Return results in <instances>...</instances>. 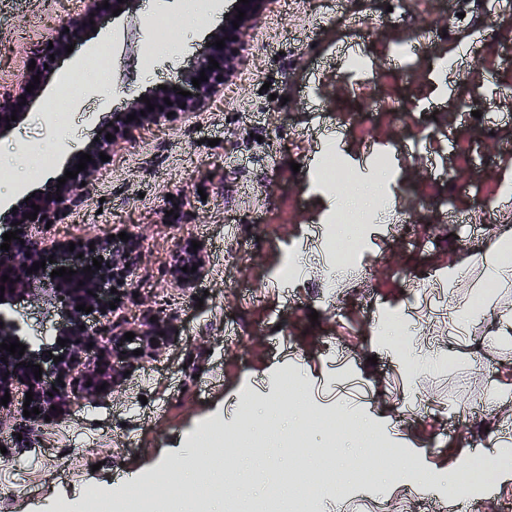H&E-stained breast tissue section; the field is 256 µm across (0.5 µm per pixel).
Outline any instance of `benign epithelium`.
<instances>
[{"label":"benign epithelium","mask_w":512,"mask_h":512,"mask_svg":"<svg viewBox=\"0 0 512 512\" xmlns=\"http://www.w3.org/2000/svg\"><path fill=\"white\" fill-rule=\"evenodd\" d=\"M135 0H85L82 13L68 18L52 39L53 48H44L39 54L33 56L36 62L35 68L24 71L16 82L13 93L0 96V135L7 131V125H16V122H7L6 117L16 115L22 119L28 104L41 92L42 82L51 76V72L44 69V61L50 56L57 60L69 57L66 46L79 42L81 37L90 29L101 25L107 14L120 8L128 11ZM109 7H104V4ZM272 0H250L249 3L237 4V9L245 11L246 16L239 22V27H233V22L238 15L237 9H231L224 15V25L216 29L209 38L210 47H203L199 57L192 68L175 81H166L167 89L154 88L146 97L154 105V110L147 108V103L141 101V94L133 88H126V110L113 113L112 125L97 134L99 140L92 141L83 152L88 153L93 161L87 163L85 170L78 173L77 177L60 188L35 197L17 205V210H7L0 216V231L21 230L16 238L11 240L9 250L0 249V277L8 275L9 280L0 281L4 286V301H0V343L10 344L14 341L26 345L24 355H12L0 348V399L5 393H13L21 388L24 391L33 392V401L28 409L39 408L37 418L47 416L56 417L65 409L71 397L77 395L88 401H95L100 392L97 388L101 385L105 389L115 391L119 387L121 372L117 365L109 363V359L125 360L123 354L124 345L122 337L115 334L112 337V349L102 347L98 353L92 354L88 349L91 339L104 336L111 329L109 315L112 301L111 289L123 282L128 271V264L132 263L135 250L134 243L126 242L122 247L115 246L114 240L105 236L96 240L94 250L69 251V245L60 240L47 241L43 236V229L51 222L58 224L64 220V215L83 206L87 200L85 188L82 182H90L99 166L100 153H109L115 145L128 140L132 132L147 125H157L167 120V114L182 113L191 115L200 111L205 103L211 99L220 88L224 87L227 79L237 62L247 50L245 34L247 30L264 14L271 5ZM218 39L224 40L225 46L221 49L213 45ZM215 59L219 67L208 69L209 59ZM205 72L207 80L195 87L192 79L200 77V72ZM39 76V84H35L32 92H27L26 87L34 84V76ZM222 80H217V77ZM189 91L191 95L183 96L179 91ZM169 98L172 105H167L164 98ZM26 104L19 105V102ZM135 114L136 119L127 121L130 114ZM112 134V140H107L106 135ZM40 206L37 218L31 220L26 214L34 212L32 204ZM83 257H78V254ZM54 255L56 263L54 269L64 267L75 270L71 277L50 278L48 280L29 277L27 269L33 263L40 262L48 255ZM189 259L180 263L173 269V277L182 285L188 286L204 273V262L195 250L188 251ZM104 263L99 269L90 273L86 267L93 265V260ZM197 267L192 272L190 268ZM189 271L184 272L182 268ZM46 304L60 311L63 323L55 328L52 336H31L17 316V306L21 304ZM91 306L102 313L104 321L97 328L87 326L85 312L76 310V306ZM172 337V325L161 318L151 322L140 337V349L145 353H151L163 341ZM65 340V346L57 344L58 339ZM61 356L63 360L55 363L53 359ZM6 361H1V358ZM38 364L43 369L42 377L35 378L32 369L21 365V362ZM97 367V373L85 378L91 385H82L74 388L73 380L80 368L89 365ZM56 409H51V406Z\"/></svg>","instance_id":"7a95c632"}]
</instances>
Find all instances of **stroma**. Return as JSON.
<instances>
[{
    "instance_id": "stroma-1",
    "label": "stroma",
    "mask_w": 512,
    "mask_h": 512,
    "mask_svg": "<svg viewBox=\"0 0 512 512\" xmlns=\"http://www.w3.org/2000/svg\"><path fill=\"white\" fill-rule=\"evenodd\" d=\"M149 1L86 32L25 118L0 135V160L12 169L0 193L25 181L40 191L64 177L70 154L111 120L123 87L144 93L188 71L224 18L216 13L191 32L180 0H157L170 39L147 24ZM83 8L84 0H0V93ZM460 13L479 20L477 0H274L249 30L223 93L196 116L139 128L113 147L84 205L47 235L86 243L123 232L137 240L130 290L110 316L115 332L135 335L129 373L119 392L93 403L72 398L65 416L47 422L24 417L25 393L15 391L11 415L0 419V512H55L62 502L85 512L87 491L120 496L116 478L126 471L143 477L146 512H170L176 498L154 482L158 462L191 468V441L231 427L245 400L257 417L269 405L287 406L281 377L291 368L302 411L269 433L253 427L244 451L211 443L226 479L207 512H288L289 471L314 470L329 452L343 470L363 459L347 440V405L319 391L350 377L368 396L360 414L367 431L386 441L400 432L403 456L388 459L376 485L327 489L316 512L356 502L361 512H459L454 495L395 482L391 473L405 458L451 475L460 449L501 452V425L512 423V276L502 275L469 341L430 334L427 320L431 307L474 303L485 279L481 255L512 242V224L498 223L459 251L446 245L449 217L497 199L512 173V19L489 21L479 66L467 73L476 112L449 122L446 91L459 77L436 60L466 37ZM419 30L421 48L395 62L397 43ZM106 46L111 69L90 70ZM489 71L495 83H486ZM331 151L351 185L381 180L386 218L363 209L358 223L337 224L336 187L325 172ZM395 215L408 223L392 233ZM310 236L315 253L292 269L298 243ZM355 236L363 245L342 265L333 298H318L325 272L339 266L337 249ZM195 242L205 273L178 285L172 270ZM452 264L462 273L442 296L415 290ZM409 311L420 317L424 359L412 372L384 331ZM151 316L171 323L174 337L141 356L137 336ZM409 395L424 414L403 416ZM320 414L337 416V431H313L311 453L297 459L291 435Z\"/></svg>"
}]
</instances>
